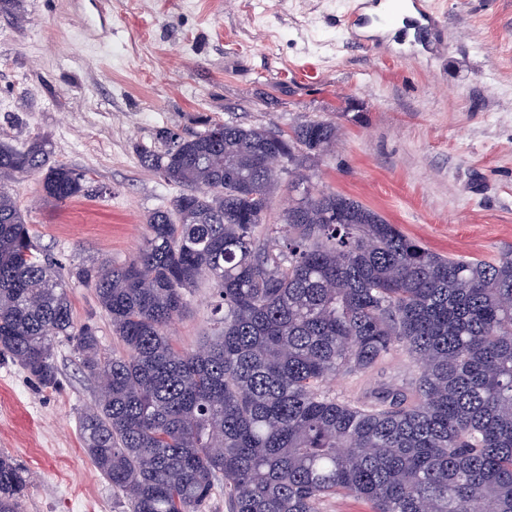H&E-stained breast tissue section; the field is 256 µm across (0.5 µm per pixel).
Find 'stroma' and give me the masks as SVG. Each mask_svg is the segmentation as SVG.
Returning <instances> with one entry per match:
<instances>
[{"instance_id": "35a3bbf8", "label": "stroma", "mask_w": 512, "mask_h": 512, "mask_svg": "<svg viewBox=\"0 0 512 512\" xmlns=\"http://www.w3.org/2000/svg\"><path fill=\"white\" fill-rule=\"evenodd\" d=\"M357 0H23L0 13V141L48 139L89 191L47 199L40 176L11 182L45 252L69 279L76 324L101 351L123 346L80 266L131 259L145 219L183 191L141 163L142 148L205 120L284 132L336 121L335 149L311 164L315 189L349 195L429 249L490 260L512 249V0H433L444 34L398 27L367 47L346 27ZM201 284L170 327L191 349L210 335ZM55 359L63 386L42 390L0 359V452L29 472L22 512H124L83 449L79 417L97 381L72 343ZM397 350L336 377L356 400L417 377Z\"/></svg>"}]
</instances>
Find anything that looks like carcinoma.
I'll return each mask as SVG.
<instances>
[{
	"label": "carcinoma",
	"mask_w": 512,
	"mask_h": 512,
	"mask_svg": "<svg viewBox=\"0 0 512 512\" xmlns=\"http://www.w3.org/2000/svg\"><path fill=\"white\" fill-rule=\"evenodd\" d=\"M340 135L331 120L160 132L141 162L185 191L147 216L128 262L73 272L123 344L110 356L75 324L7 186L37 173L63 202L86 175L51 161L45 138L0 142V358L56 390L55 344L74 343L99 382L83 448L127 512H207L219 488L228 512H320L336 496L371 512H512V250L446 256L352 197L311 192L307 163ZM283 174L299 192L288 234L261 238ZM203 281L218 331L182 349L169 327ZM395 349L418 364L410 391L326 390ZM26 485L0 453V512H21Z\"/></svg>",
	"instance_id": "obj_1"
}]
</instances>
